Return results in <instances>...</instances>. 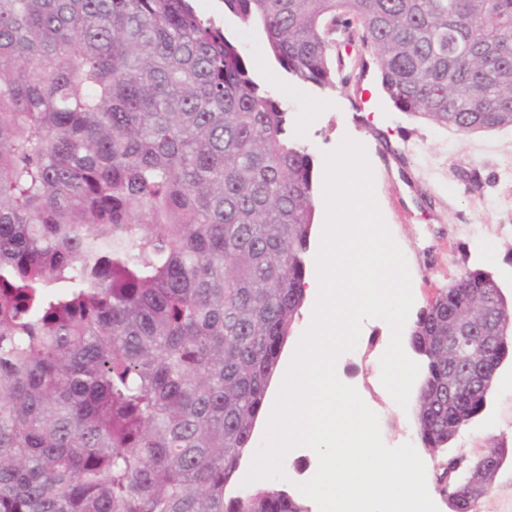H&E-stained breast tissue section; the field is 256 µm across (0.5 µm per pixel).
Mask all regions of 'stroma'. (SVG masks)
<instances>
[{
    "instance_id": "stroma-1",
    "label": "stroma",
    "mask_w": 512,
    "mask_h": 512,
    "mask_svg": "<svg viewBox=\"0 0 512 512\" xmlns=\"http://www.w3.org/2000/svg\"><path fill=\"white\" fill-rule=\"evenodd\" d=\"M195 7L224 23L242 45L257 81L287 112L288 133L312 157L316 174L324 172L325 153L344 139L364 147L377 205L410 270L413 312L465 270L489 272L512 298V126L464 133L399 112L373 69L333 89L297 82L278 67L260 33L225 20L221 0H195ZM390 339L385 320H365L355 349L335 366L339 380L377 413L387 447L415 445L430 471L441 455L512 448L511 359L501 363L484 410L438 454L420 445L415 403L400 407L381 383L380 359ZM317 468L311 449L293 448L275 484L297 493Z\"/></svg>"
}]
</instances>
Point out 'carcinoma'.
Returning <instances> with one entry per match:
<instances>
[{
	"label": "carcinoma",
	"mask_w": 512,
	"mask_h": 512,
	"mask_svg": "<svg viewBox=\"0 0 512 512\" xmlns=\"http://www.w3.org/2000/svg\"><path fill=\"white\" fill-rule=\"evenodd\" d=\"M222 3L301 83L350 82L342 36L396 110L512 126V0ZM315 178L193 0H0V512H309L239 473L304 303ZM475 305L495 345L448 353ZM411 341L418 434L446 448L491 392L448 393V370L496 379L512 303L466 270ZM464 456L435 481L473 512Z\"/></svg>",
	"instance_id": "obj_1"
}]
</instances>
